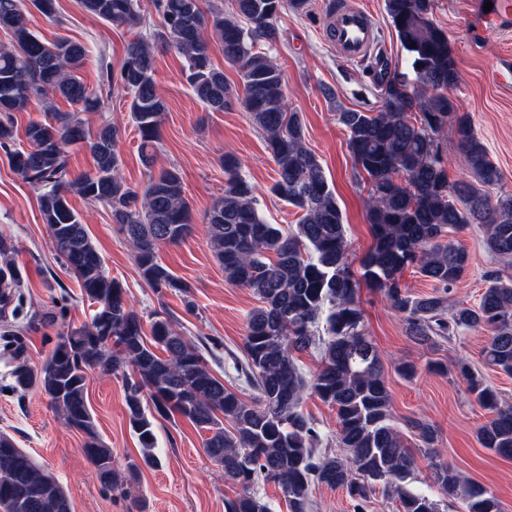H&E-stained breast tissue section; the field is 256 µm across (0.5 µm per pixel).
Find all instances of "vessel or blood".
<instances>
[{
  "label": "vessel or blood",
  "instance_id": "vessel-or-blood-1",
  "mask_svg": "<svg viewBox=\"0 0 512 512\" xmlns=\"http://www.w3.org/2000/svg\"><path fill=\"white\" fill-rule=\"evenodd\" d=\"M321 29L337 56L349 63L369 59L379 45V29L360 0H328Z\"/></svg>",
  "mask_w": 512,
  "mask_h": 512
}]
</instances>
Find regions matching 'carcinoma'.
I'll list each match as a JSON object with an SVG mask.
<instances>
[{
    "instance_id": "carcinoma-1",
    "label": "carcinoma",
    "mask_w": 512,
    "mask_h": 512,
    "mask_svg": "<svg viewBox=\"0 0 512 512\" xmlns=\"http://www.w3.org/2000/svg\"><path fill=\"white\" fill-rule=\"evenodd\" d=\"M88 14L135 32L118 74L102 70L99 86L80 77L89 49L59 37L41 40L31 29L33 14H57L56 0H0V149L13 172L39 191L38 203L55 253L77 278L81 295L94 307L90 322L67 329L36 369L16 356L13 388L38 389L65 425L84 436V452L100 485L130 493L128 476L112 467V448L101 438L87 399V379L97 371L121 374L129 425L141 445V463L156 466L153 418L181 416L206 432L207 455L239 493L224 500V512H274L256 488L274 483L288 512H314L311 487L347 492L355 512H366L376 491L398 502V512H447L446 498L461 512H501L496 498L453 467L434 464V484L444 498L406 483L414 461L392 423L390 391L381 357L364 329L360 283L383 294L401 313L416 344L435 347L467 331L490 333L484 362L512 375V279L485 276L479 302L448 308L444 292L469 264L465 249L448 236L472 224L485 228L488 249L512 258V195L491 196L501 181L485 143L467 114L448 98L457 70L448 33L430 18L433 0H384L396 36L409 54V71L393 72L377 84L382 109L337 113L346 128L356 178L369 185L366 198L373 245L355 273L347 262L342 210L318 156L305 144L300 112L290 108L283 72L264 49L279 40L277 21L290 7L305 11L308 0H233L231 11L204 10L202 0H153L160 22L148 34L140 0H79ZM172 50L184 63L186 81L211 112L239 102L264 134L276 165L270 193L294 207L299 218L284 230L263 218L254 184L232 154L220 157L224 193L205 221L212 252L226 279L247 288L259 305L246 319L243 358L236 379L255 391L246 401L226 387L197 346L176 333L165 312H155L150 334L109 277L85 225L69 198L79 196L109 208L135 253L140 275L156 291H179L194 307L190 286L158 258L161 247L177 245L192 231L191 210L178 169L149 176L140 188L121 174L119 130L102 122L90 134L85 112H101L112 90L129 97V114L139 136L145 168L153 167L167 105L159 94L156 56ZM220 51L239 75L230 84L212 61ZM61 97L78 106L51 112L25 128L28 147L17 143L13 114ZM453 123L457 145L474 181L448 180V159L439 133ZM85 144L94 171L73 178L70 151ZM413 267L436 291L415 295L402 283ZM315 346L321 361L311 379L298 354ZM456 372L491 418L478 430L480 444L512 458V404L502 400L483 374L460 360ZM314 395L336 410V447L322 452V436L302 409ZM430 455L436 434L428 422L408 421ZM0 512H72L58 479L0 433Z\"/></svg>"
}]
</instances>
